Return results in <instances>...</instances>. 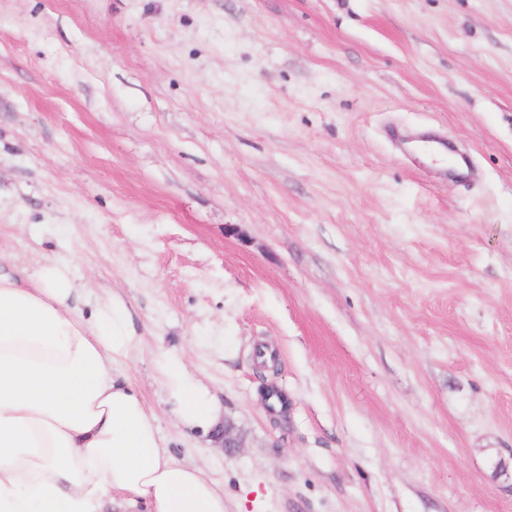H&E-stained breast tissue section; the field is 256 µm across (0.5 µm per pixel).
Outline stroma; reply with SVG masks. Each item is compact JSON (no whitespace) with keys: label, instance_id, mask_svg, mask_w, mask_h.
<instances>
[{"label":"stroma","instance_id":"obj_1","mask_svg":"<svg viewBox=\"0 0 512 512\" xmlns=\"http://www.w3.org/2000/svg\"><path fill=\"white\" fill-rule=\"evenodd\" d=\"M55 259L226 512H512V0H0V261ZM163 386L173 405V413L181 423L210 429L220 413L203 382L176 361L165 359L161 364Z\"/></svg>","mask_w":512,"mask_h":512}]
</instances>
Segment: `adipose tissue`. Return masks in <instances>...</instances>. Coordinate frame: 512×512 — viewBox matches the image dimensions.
<instances>
[{"label": "adipose tissue", "mask_w": 512, "mask_h": 512, "mask_svg": "<svg viewBox=\"0 0 512 512\" xmlns=\"http://www.w3.org/2000/svg\"><path fill=\"white\" fill-rule=\"evenodd\" d=\"M68 264L0 274V512H225L224 491L174 459L156 418L114 369L131 338L115 308L72 313ZM181 423L220 413L203 382L161 364Z\"/></svg>", "instance_id": "ef3b65f1"}]
</instances>
